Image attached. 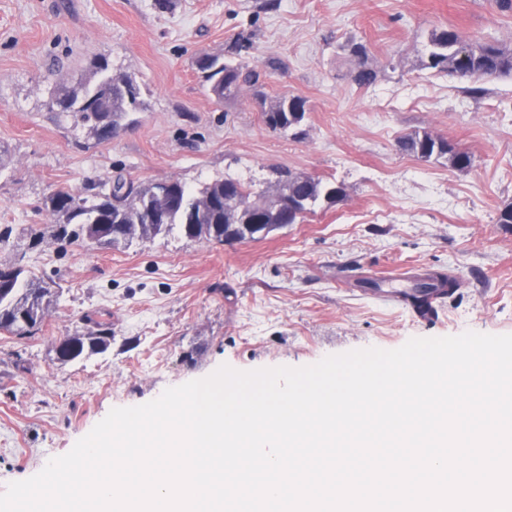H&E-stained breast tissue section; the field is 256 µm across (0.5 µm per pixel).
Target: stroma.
I'll return each mask as SVG.
<instances>
[{"label": "stroma", "instance_id": "35a3bbf8", "mask_svg": "<svg viewBox=\"0 0 512 512\" xmlns=\"http://www.w3.org/2000/svg\"><path fill=\"white\" fill-rule=\"evenodd\" d=\"M445 27L512 45L500 0H0V224L51 232L39 198L119 174L191 186L224 176L257 192L290 170L347 190L259 240L174 231L109 248L1 245V260L60 290L35 336L0 331V492L112 408L224 364L301 367L412 338L512 334V224L497 221L512 205V76L474 97L467 81L423 68V44ZM243 34L260 85L217 101L194 62L227 56ZM351 39L367 47L370 85L352 79ZM96 58L133 74L146 103L101 143L45 105L49 82L78 80ZM283 95L307 101L301 133L263 121ZM423 131L468 152L471 167L400 150L399 137ZM424 272L460 281L428 321L412 300ZM97 322L112 325L106 352L57 360L60 340Z\"/></svg>", "mask_w": 512, "mask_h": 512}]
</instances>
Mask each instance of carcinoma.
Instances as JSON below:
<instances>
[{
  "label": "carcinoma",
  "mask_w": 512,
  "mask_h": 512,
  "mask_svg": "<svg viewBox=\"0 0 512 512\" xmlns=\"http://www.w3.org/2000/svg\"><path fill=\"white\" fill-rule=\"evenodd\" d=\"M343 49L358 59L354 81L359 85L372 84L377 74L366 65V46L351 39ZM421 53L424 67L472 83L470 94L483 93L479 83L493 74L512 73L511 46L495 41L474 46L453 28L433 30ZM195 65L203 82L219 100L236 97L242 86L254 85L260 77L257 71L235 62L232 57L203 55L196 59ZM48 106L50 111L70 117L74 127L87 131L99 142L105 141L110 139L112 127L140 108V87L129 74L112 73L108 62L94 61L77 86L56 87ZM305 113L304 99L284 95L270 101L263 120L268 126L295 127L304 120ZM398 145L402 151L425 161L446 157L450 166L459 171L471 166L468 153L428 132L408 134L398 140ZM167 183L181 199L166 205L162 224L141 223V209L158 203L154 194L158 184L140 185L122 176L94 182L82 191L54 189L41 199L38 210L53 217L52 237H67L75 242L92 237L95 224H126L132 241L154 239L175 229L189 238L221 241L229 236H246L248 225L257 219L253 210L255 195L237 180L216 178L198 186H189L178 179H169ZM276 184L280 193L300 203L299 214L292 218L294 224L321 204H336L346 196L342 186L303 173H288ZM277 206V197H263L265 221L261 233L266 235L281 227L278 219L271 218ZM20 236L26 250L40 247L45 240L44 232L33 225L22 230ZM417 287L444 296L458 287V282L443 275L428 276L418 280ZM51 305L52 293L40 280L17 263L0 262V331L14 336L36 335L42 326L28 328L22 319L34 315L43 321ZM65 343L68 348L60 357L62 362L103 353L112 344V325L98 323L83 334L67 337Z\"/></svg>",
  "instance_id": "1"
}]
</instances>
